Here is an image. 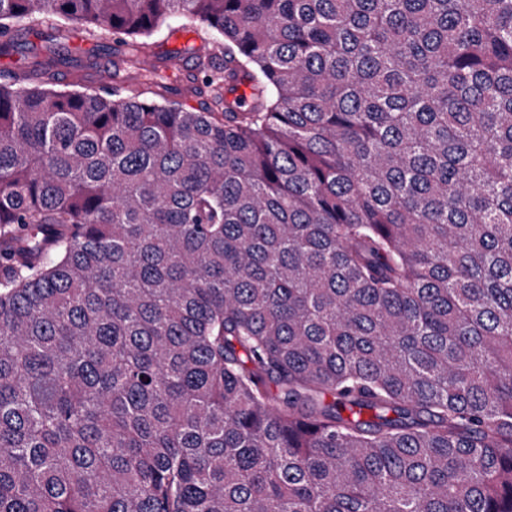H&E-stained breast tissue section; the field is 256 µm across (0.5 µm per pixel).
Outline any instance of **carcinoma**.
Returning a JSON list of instances; mask_svg holds the SVG:
<instances>
[{"instance_id": "1", "label": "carcinoma", "mask_w": 512, "mask_h": 512, "mask_svg": "<svg viewBox=\"0 0 512 512\" xmlns=\"http://www.w3.org/2000/svg\"><path fill=\"white\" fill-rule=\"evenodd\" d=\"M204 29L210 105L116 86ZM0 512H512V0H0ZM245 83L251 103L227 94ZM187 46L194 47L197 51L204 52L211 49L208 36L201 31L182 29L178 23H172L170 29L164 35L152 41L148 49L147 60L149 63L165 58L171 52L183 49ZM67 45L69 59L58 67L55 77L57 87L112 94L109 85L112 78L110 60L117 49L112 35H92L84 27L76 26L70 30Z\"/></svg>"}]
</instances>
